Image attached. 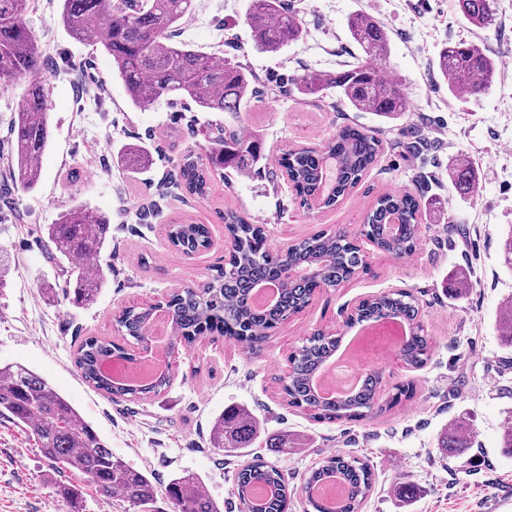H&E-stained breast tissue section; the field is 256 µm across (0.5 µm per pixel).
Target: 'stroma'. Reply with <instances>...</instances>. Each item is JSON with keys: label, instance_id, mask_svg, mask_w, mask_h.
<instances>
[{"label": "stroma", "instance_id": "1", "mask_svg": "<svg viewBox=\"0 0 512 512\" xmlns=\"http://www.w3.org/2000/svg\"><path fill=\"white\" fill-rule=\"evenodd\" d=\"M301 38L276 53L256 50L245 22L249 0H194L176 42L245 65L256 94L240 116L244 134L263 138L267 159L249 176L218 170L209 193L161 195L158 185L185 151L202 154L224 126L220 112H200L160 100L130 106L106 53L71 39L59 23V0H34L25 19L49 51L42 75L51 140L42 177L31 191L13 188L9 123L26 81L0 88V248L10 263L0 283V364L20 363L50 382L91 423L128 465L157 486L153 504L136 507L121 497L101 500L79 474H58L30 432L0 419V512H70L60 484L83 492L84 512H173L163 493L172 475L200 477L224 512H237L234 479L248 456L265 455L298 486L330 454L366 460L374 475L362 512H512V457L500 434L512 421V349L498 333L503 301L512 295V272L500 264L503 234L512 227V0H496L490 31L457 12L454 0H287ZM364 13L388 30L386 70L403 82L411 110L393 124L337 104L335 95L304 97L295 81L311 72L333 73L361 61L347 30L349 16ZM484 41L497 61L489 91L455 97L439 73L446 41ZM347 125L382 128L383 152L352 194L335 209H303L278 159L291 145L317 146ZM153 148L151 165L138 174L116 161L125 146ZM478 168L475 192L453 191L448 168L458 157ZM70 183H63L65 174ZM407 190L422 204L421 237L414 253L397 259L362 243L365 268L316 294L283 321L257 355L219 336L176 346L173 381L160 396L115 402L82 380L74 352L87 337L117 336L112 316L123 307L153 304L174 289L197 287L224 263L225 209L238 210L266 237L290 243L316 232L354 228L386 191ZM106 215L111 238L102 263L112 273L87 308L62 295L65 266L45 248V225L78 202ZM207 225L211 245L186 256L172 251L169 225ZM417 299L418 320L432 346L421 369L395 355L379 364L380 413L359 422H318L288 406L282 395L289 353L318 330L343 334L360 301L394 290ZM412 380L414 397L386 409L396 385ZM236 406L258 417L262 439L247 456L216 453L209 445L214 418ZM476 431L463 456L444 453L438 440L455 423ZM287 434V453L264 447L265 436ZM419 490L405 502L401 477Z\"/></svg>", "mask_w": 512, "mask_h": 512}]
</instances>
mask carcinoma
<instances>
[{"label":"carcinoma","instance_id":"1","mask_svg":"<svg viewBox=\"0 0 512 512\" xmlns=\"http://www.w3.org/2000/svg\"><path fill=\"white\" fill-rule=\"evenodd\" d=\"M60 22L79 42L99 48L112 58V69L122 80L133 107L146 110L165 98L189 103L200 112L224 113V134L213 138L204 155H183L175 173L167 174L162 190H181L202 198L207 193V171L224 169L244 173L264 160L262 142L244 135L238 126L240 112L253 95L254 77L240 63L173 42V32L191 11L193 0H60ZM458 12L472 26L487 29L493 22L492 0H457ZM30 0H0V84L26 78L29 84L23 103L10 125L13 183L24 190L36 188L41 179L38 160L50 143L49 112L45 105L41 73L47 64L46 48L27 26L24 16ZM246 24L255 47L276 53L301 36V27L288 12L284 0H250ZM350 39L365 60L336 74L309 73L296 83L305 96H324L336 90L337 100L356 112H371L383 122L401 118L410 110L401 82L384 75L383 63L390 53V36L378 21L356 14L348 21ZM438 69L456 95L480 96L491 87L496 61L477 42L449 41L438 55ZM383 148L381 132L360 126H344L320 147H301L284 153L280 165L288 182L306 206L329 209L346 196L377 162ZM132 170L147 166L149 152L143 146L128 147L117 155ZM477 180L473 163L461 158L451 170L450 181L459 193H469ZM232 252L228 269H219L199 288L174 291L168 309L178 336L185 344L206 333L229 336L255 353L285 313L302 309L315 284L284 274L289 266L319 272L329 284H340L364 263L354 239L362 236L377 249L397 258L413 253L419 240L420 202L408 192L381 194L367 212L364 224L351 233L319 232L290 246L277 261L267 253L263 230L248 223L233 210L224 212ZM110 224L87 205L77 204L46 225V247L69 264L64 296L76 307L94 304L112 266L98 258L108 244ZM210 240L202 224H175L169 241L178 250L199 251ZM278 286L277 301L264 309L252 304L259 282ZM150 312L129 308L116 318L118 327L136 339ZM415 297L406 291L385 293L363 301L349 326L381 319H396L409 328L397 350L409 367L419 369L430 359L431 346L418 320ZM339 340L318 332L291 353V369L285 393L288 405L305 410L318 421H361L373 410H391L413 392L414 382L397 388L396 396L383 408H375L382 376L365 373L357 391L338 400L320 397L313 385L316 374L336 355ZM122 355L121 344L89 336L78 346L75 365L82 378L115 400H144L160 395L172 376L161 374L145 384L115 383L102 369L107 357ZM5 416L29 430L39 451L58 471H78L95 487L98 496L111 500L119 494L134 506L154 500L157 488L144 472L128 466L80 412L47 380L21 364L0 366V417ZM238 445L256 436V421L235 408L215 417L212 447L224 452V425ZM332 478L343 485V496L330 505L318 489ZM373 487L369 464L354 455L327 456L304 479L302 491L313 512H361ZM165 493L175 512H222L204 490L202 480L181 473L169 480ZM238 512H289L292 490L277 465L258 457L241 468L235 478Z\"/></svg>","mask_w":512,"mask_h":512}]
</instances>
